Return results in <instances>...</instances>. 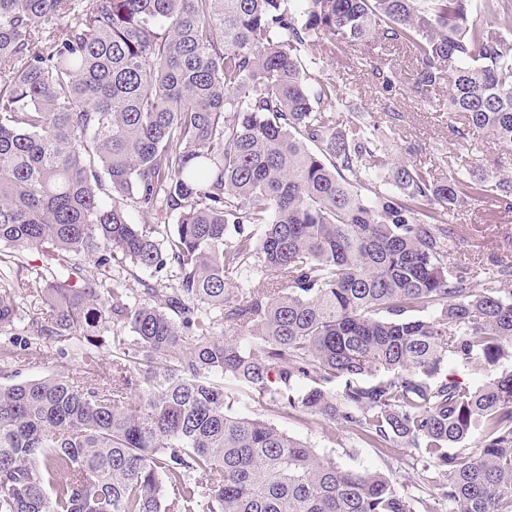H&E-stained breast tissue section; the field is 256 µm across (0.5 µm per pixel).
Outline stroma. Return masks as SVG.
Segmentation results:
<instances>
[{
    "label": "stroma",
    "instance_id": "35a3bbf8",
    "mask_svg": "<svg viewBox=\"0 0 512 512\" xmlns=\"http://www.w3.org/2000/svg\"><path fill=\"white\" fill-rule=\"evenodd\" d=\"M311 54L328 77L358 90V107L376 115L383 112L388 103L368 89L364 73L348 58L331 54L323 46L314 47ZM446 95V89H439L435 100L428 102L407 90L398 91L390 104L404 115L405 125L400 131L386 132L387 142L393 145L401 138H408L412 144L411 161L437 166L447 175L467 173L476 165L490 171L499 166L512 167V147L495 144L483 132L474 133L465 143L457 140L450 128L447 111L439 107ZM448 221L459 240L458 247L450 251V260H457L463 254L470 261L489 267L499 260H512V213H501L485 201L470 200L455 208ZM234 409L252 418L276 421L289 435L329 456L340 466L383 473L396 486L412 493L419 489L421 464L414 450L405 448L387 456L378 449L359 446L345 434L329 439L309 415L296 412L276 417L265 402L255 401L242 391L237 394Z\"/></svg>",
    "mask_w": 512,
    "mask_h": 512
}]
</instances>
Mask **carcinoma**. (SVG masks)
<instances>
[{
	"label": "carcinoma",
	"instance_id": "1",
	"mask_svg": "<svg viewBox=\"0 0 512 512\" xmlns=\"http://www.w3.org/2000/svg\"><path fill=\"white\" fill-rule=\"evenodd\" d=\"M290 2L0 0V375L63 369L0 384V512H512V369L435 380L512 358V261L448 264L447 220L473 198L511 214L512 173L397 156L381 126L404 116L308 55L355 52L385 99L446 83L459 141L511 147L512 0L484 22L472 0ZM227 380L416 451L437 495L237 413ZM449 368L450 371L454 373V378L457 381L470 388H475L489 382L503 370L512 369V360L510 358L503 359L496 365L486 364L484 368L479 371H474L461 362L454 363ZM58 370H60V368L56 366L55 362L48 363L32 361L29 364L26 363V366L22 367V370H20V373L17 374L16 377L10 379L0 377V384L19 383L28 380L40 379L56 373Z\"/></svg>",
	"mask_w": 512,
	"mask_h": 512
}]
</instances>
